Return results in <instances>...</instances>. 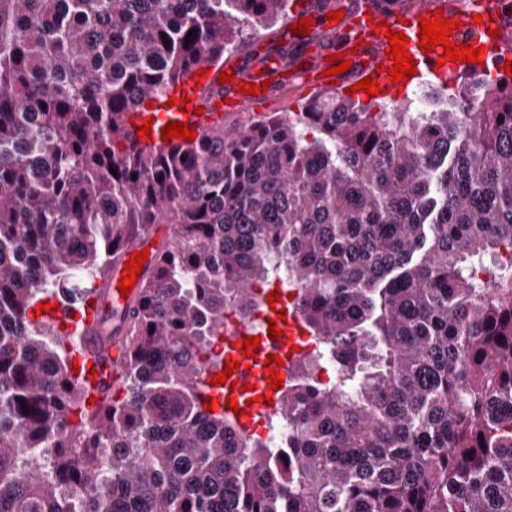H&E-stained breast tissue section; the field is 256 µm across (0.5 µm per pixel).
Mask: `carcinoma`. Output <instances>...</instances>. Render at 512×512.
<instances>
[{"label": "carcinoma", "instance_id": "carcinoma-1", "mask_svg": "<svg viewBox=\"0 0 512 512\" xmlns=\"http://www.w3.org/2000/svg\"><path fill=\"white\" fill-rule=\"evenodd\" d=\"M290 2L0 0V512H512V77L420 118L331 90L166 151L130 130ZM155 224L173 240L90 411L74 338L28 311ZM282 265L320 350L274 448L200 384L227 297L256 307Z\"/></svg>", "mask_w": 512, "mask_h": 512}]
</instances>
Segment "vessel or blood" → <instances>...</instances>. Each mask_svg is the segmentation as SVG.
Wrapping results in <instances>:
<instances>
[{
  "label": "vessel or blood",
  "mask_w": 512,
  "mask_h": 512,
  "mask_svg": "<svg viewBox=\"0 0 512 512\" xmlns=\"http://www.w3.org/2000/svg\"><path fill=\"white\" fill-rule=\"evenodd\" d=\"M429 14L425 6H418L416 10L407 14L384 15L375 11L372 4H364L362 11L355 19L356 33L352 38L358 46L357 54L352 57L351 72L356 79L373 77L384 91L385 97H392L397 91V84L393 83L388 73L393 62L389 59L386 50L389 39L377 32L379 22H387L392 30L404 32L408 39L407 51L416 63L417 75H430L439 82H447L448 78L457 70L454 62H442L441 49L435 48L431 52H422L418 36L419 23ZM481 22H473L471 15L461 18L462 25L454 29L449 39L454 44H467L475 48H482L483 54L480 62L475 65L476 70L482 71L489 67L503 68L506 59L499 53V39L494 36V29L500 28L501 20L496 0H483L480 11ZM332 47L321 46L318 58L311 70L304 72L303 78L311 89L322 91L336 88L340 85L343 75L329 74V56L333 55ZM221 67L209 66L208 74L202 77L200 83L186 87L185 93L191 98L190 108L180 105L171 106L169 111L147 115L140 112L131 118L133 126H140L148 122L152 125V143L163 144L162 129L168 123L181 122L188 124L196 134H203L211 127L221 123L227 112H261L269 106L287 101L293 89L288 83L267 88L266 91L251 95L237 92V85L243 83L261 84L264 76L260 73L250 75L236 74L234 82H220ZM173 227L169 224L161 225L159 233H151L137 240L129 249L115 258L109 275L105 280L99 281L97 288L80 296L78 305H60L52 312L41 313V320L50 322L62 335H77L81 338V354L75 355L74 364H82L83 351L95 347H104L113 361H120L127 336L130 332L132 319L131 311L136 308L143 296L146 280L138 278L129 296H122L119 285L124 275V269L132 253L142 250L148 251L147 266H154L159 254L162 240L170 238ZM261 319L258 325H241L224 331L223 337L226 347L225 359L239 361L238 371L232 372L227 383L214 384L211 377H204L201 390L204 398L214 399L216 412L225 417L236 418L241 429L252 426V417L264 411L261 397L269 393V384L266 379L267 370L264 363L268 356L278 355L283 364L279 371L282 376H289L288 366L284 361L288 357L291 347L296 346L299 336L304 335L305 329L296 312L286 311L284 301H270L268 292H261L258 298ZM285 312L286 320L281 328L285 335L280 339H270L268 334L270 319L276 318L278 312ZM256 337L260 343L256 358L244 357L240 351L243 338ZM236 401L239 407L247 408L248 413L242 417H235L233 410L228 409V401Z\"/></svg>",
  "instance_id": "vessel-or-blood-1"
}]
</instances>
